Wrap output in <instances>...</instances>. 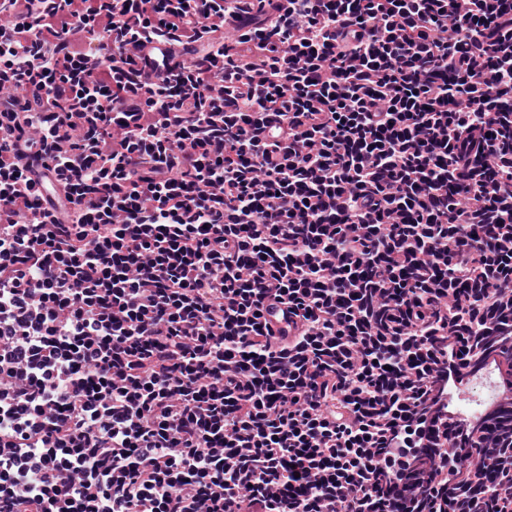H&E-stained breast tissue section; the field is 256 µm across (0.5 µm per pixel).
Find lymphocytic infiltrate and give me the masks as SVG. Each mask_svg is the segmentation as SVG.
Wrapping results in <instances>:
<instances>
[{
	"label": "lymphocytic infiltrate",
	"instance_id": "1",
	"mask_svg": "<svg viewBox=\"0 0 512 512\" xmlns=\"http://www.w3.org/2000/svg\"><path fill=\"white\" fill-rule=\"evenodd\" d=\"M511 102L512 0H0V512H512Z\"/></svg>",
	"mask_w": 512,
	"mask_h": 512
}]
</instances>
